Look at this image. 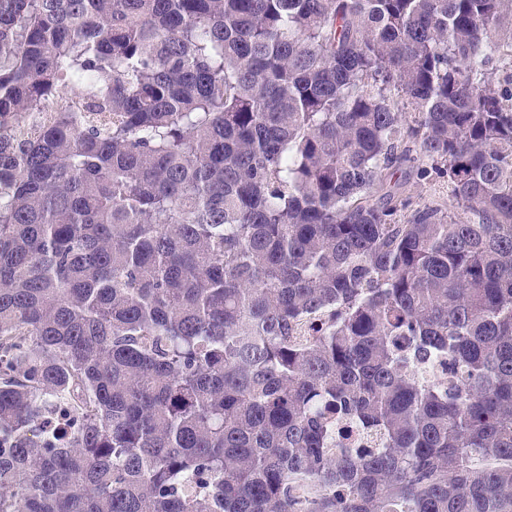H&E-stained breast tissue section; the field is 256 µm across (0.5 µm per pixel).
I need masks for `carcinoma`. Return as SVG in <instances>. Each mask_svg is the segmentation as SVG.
I'll use <instances>...</instances> for the list:
<instances>
[{
    "label": "carcinoma",
    "mask_w": 512,
    "mask_h": 512,
    "mask_svg": "<svg viewBox=\"0 0 512 512\" xmlns=\"http://www.w3.org/2000/svg\"><path fill=\"white\" fill-rule=\"evenodd\" d=\"M0 512H512V0H0ZM407 192L415 202L435 201L440 204H448V187L442 181H419L411 179L407 185Z\"/></svg>",
    "instance_id": "cac0c4a2"
}]
</instances>
